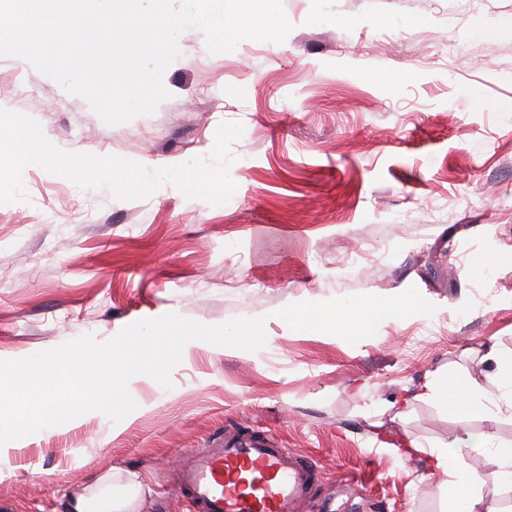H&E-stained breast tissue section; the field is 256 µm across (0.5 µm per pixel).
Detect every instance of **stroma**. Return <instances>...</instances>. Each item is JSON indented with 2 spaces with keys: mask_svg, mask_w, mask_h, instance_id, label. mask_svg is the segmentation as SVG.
I'll list each match as a JSON object with an SVG mask.
<instances>
[{
  "mask_svg": "<svg viewBox=\"0 0 512 512\" xmlns=\"http://www.w3.org/2000/svg\"><path fill=\"white\" fill-rule=\"evenodd\" d=\"M282 4L280 44L213 54L183 31L169 99L122 124L0 57V108L68 154L158 169L210 158L219 124L244 125L220 205L171 185L123 200L27 166L24 199L0 204V361L168 313L260 319L267 337L186 345L171 387L130 380L121 422L92 411L4 445L0 512H68L67 492L105 471L142 476V512H190L175 462L228 429L319 464L307 512H443L445 475L383 443L437 448L463 426L512 443V410L462 422L415 396L436 371L494 390V357L512 354V0ZM394 297L414 310L352 339L286 317Z\"/></svg>",
  "mask_w": 512,
  "mask_h": 512,
  "instance_id": "1",
  "label": "stroma"
}]
</instances>
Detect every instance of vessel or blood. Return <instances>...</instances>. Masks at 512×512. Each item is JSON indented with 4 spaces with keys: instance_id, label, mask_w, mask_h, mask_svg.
<instances>
[{
    "instance_id": "b4317fda",
    "label": "vessel or blood",
    "mask_w": 512,
    "mask_h": 512,
    "mask_svg": "<svg viewBox=\"0 0 512 512\" xmlns=\"http://www.w3.org/2000/svg\"><path fill=\"white\" fill-rule=\"evenodd\" d=\"M321 481L314 460L274 446L262 431L225 432L179 467L194 512H302Z\"/></svg>"
}]
</instances>
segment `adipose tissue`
I'll list each match as a JSON object with an SVG mask.
<instances>
[{
  "label": "adipose tissue",
  "mask_w": 512,
  "mask_h": 512,
  "mask_svg": "<svg viewBox=\"0 0 512 512\" xmlns=\"http://www.w3.org/2000/svg\"><path fill=\"white\" fill-rule=\"evenodd\" d=\"M410 307L405 299L365 300L357 304L345 305L337 309L335 315H327L317 310L298 309L291 311L290 319L310 328H321L330 324L332 318H340L347 322L354 331H362L372 318L382 316L396 319ZM422 398H436L450 402L456 413L469 411H485L486 405L481 393L467 383L448 378L438 373L427 379L418 388ZM492 437L486 433H474L468 430L454 435L447 446L422 450L419 443L408 440L402 442L400 450L409 454L425 451L426 462L430 472L447 474L444 496L448 503V512H492L478 493V479L452 471L448 467L449 451L466 448H493L494 467L489 473L492 482L512 486V448L508 446H492ZM143 486L137 476H128L125 482L113 483L111 476L99 477L93 485L75 495L72 512H135L142 499Z\"/></svg>",
  "instance_id": "adipose-tissue-1"
}]
</instances>
